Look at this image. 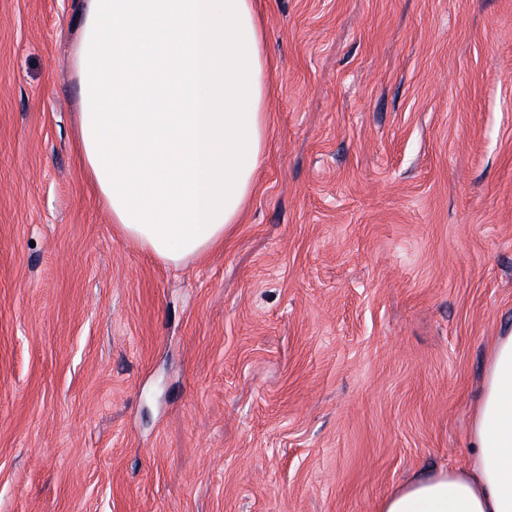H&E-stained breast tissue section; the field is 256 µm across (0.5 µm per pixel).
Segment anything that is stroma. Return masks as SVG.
Here are the masks:
<instances>
[{
	"instance_id": "stroma-1",
	"label": "stroma",
	"mask_w": 512,
	"mask_h": 512,
	"mask_svg": "<svg viewBox=\"0 0 512 512\" xmlns=\"http://www.w3.org/2000/svg\"><path fill=\"white\" fill-rule=\"evenodd\" d=\"M77 0H0V512H377L512 331V0H260L268 148L178 268L75 140Z\"/></svg>"
}]
</instances>
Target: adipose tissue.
Instances as JSON below:
<instances>
[{"instance_id":"adipose-tissue-1","label":"adipose tissue","mask_w":512,"mask_h":512,"mask_svg":"<svg viewBox=\"0 0 512 512\" xmlns=\"http://www.w3.org/2000/svg\"><path fill=\"white\" fill-rule=\"evenodd\" d=\"M79 158L113 224L179 267L222 244L267 150L257 0H81ZM465 466L378 512H512V332L491 346Z\"/></svg>"}]
</instances>
